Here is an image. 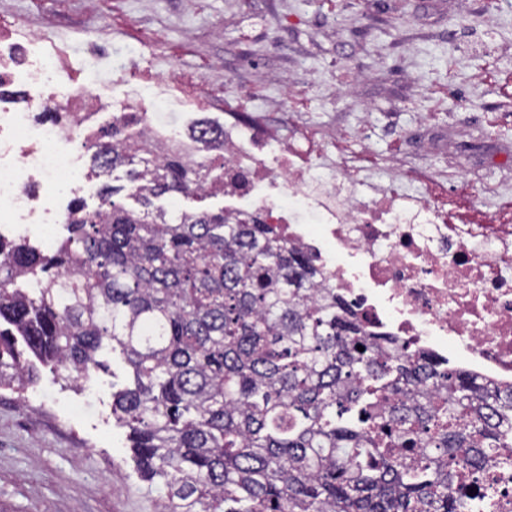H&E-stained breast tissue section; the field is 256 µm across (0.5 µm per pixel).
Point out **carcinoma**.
<instances>
[{
  "label": "carcinoma",
  "instance_id": "carcinoma-1",
  "mask_svg": "<svg viewBox=\"0 0 512 512\" xmlns=\"http://www.w3.org/2000/svg\"><path fill=\"white\" fill-rule=\"evenodd\" d=\"M190 132L224 138L208 119ZM84 147L98 207L72 199L51 252L0 239V386L121 359L112 419L163 512H499L463 487L488 462L512 468V393L420 354L380 360L381 336L257 218L155 205L224 192L222 156L204 174L110 126ZM419 387L433 394L416 404Z\"/></svg>",
  "mask_w": 512,
  "mask_h": 512
}]
</instances>
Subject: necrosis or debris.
<instances>
[{
    "instance_id": "obj_1",
    "label": "necrosis or debris",
    "mask_w": 512,
    "mask_h": 512,
    "mask_svg": "<svg viewBox=\"0 0 512 512\" xmlns=\"http://www.w3.org/2000/svg\"><path fill=\"white\" fill-rule=\"evenodd\" d=\"M53 29L15 19L0 26V84L28 87L24 108H0V237L32 223L29 186L76 177L71 150L92 127L85 111L99 96L75 81ZM113 125L159 135L161 151L200 155L184 134L151 119L152 104L115 101ZM224 194L229 214H259L289 245L307 253L324 287L335 289L382 352L410 350L459 364L487 390L512 388V225L454 224L444 206L412 183L396 193H368V175L344 164L315 163L303 144L272 137L260 124L224 129Z\"/></svg>"
}]
</instances>
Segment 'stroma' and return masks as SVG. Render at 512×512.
<instances>
[{
  "label": "stroma",
  "instance_id": "1",
  "mask_svg": "<svg viewBox=\"0 0 512 512\" xmlns=\"http://www.w3.org/2000/svg\"><path fill=\"white\" fill-rule=\"evenodd\" d=\"M2 13L54 26L77 71L152 68L202 89L215 122L237 98L240 118L308 132L375 183L415 182L451 211L485 188L481 219L512 222V98L481 76L491 59L512 72V0H0ZM124 377L113 362L80 392L43 366L23 393L0 387V512H161L112 419Z\"/></svg>",
  "mask_w": 512,
  "mask_h": 512
}]
</instances>
